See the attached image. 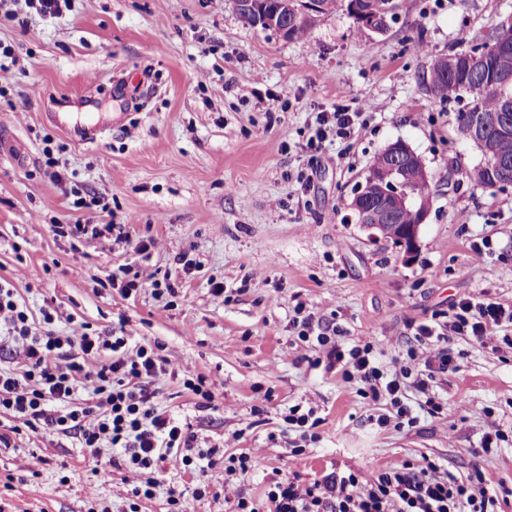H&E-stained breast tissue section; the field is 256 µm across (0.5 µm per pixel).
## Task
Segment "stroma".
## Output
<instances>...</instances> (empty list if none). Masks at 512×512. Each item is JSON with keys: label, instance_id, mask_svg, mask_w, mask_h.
I'll return each instance as SVG.
<instances>
[{"label": "stroma", "instance_id": "1", "mask_svg": "<svg viewBox=\"0 0 512 512\" xmlns=\"http://www.w3.org/2000/svg\"><path fill=\"white\" fill-rule=\"evenodd\" d=\"M387 30L358 27L346 9L316 15L311 33L289 39L246 26L234 0H72L58 17L0 13V282L53 330L85 322L129 345L159 342L170 365L154 378L155 403L187 422L201 448L253 451L260 470L243 480L262 498L299 472L311 480L336 467L364 472L431 460L458 477L480 467L512 484V349L456 338L458 368L439 382L448 416L420 414L385 431L367 422L360 398L334 372L299 361L288 326L297 302L335 318L350 337L368 336L392 356L409 331L462 297L512 298V188L474 187L483 156L455 128V102L428 89L435 59L470 49L512 15V0H399ZM427 50L413 51L415 41ZM286 108L278 121L269 96ZM372 102L373 114L339 165V144L316 160L299 148L310 113ZM288 141L289 152L279 144ZM406 142L429 175L430 213L413 258L370 239L348 204L386 144ZM52 148L66 181L44 172ZM314 174L306 195L291 175ZM90 200L75 209L77 198ZM137 220L158 246L142 259L114 238L82 242L55 225ZM489 241L488 259L470 249ZM188 255L198 271L178 263ZM129 264L168 276L167 300L144 289L124 298L104 286ZM224 284L216 300L211 281ZM202 376L215 394L201 409L183 386ZM272 398L258 402V395ZM302 403L323 419L320 440L290 457L284 416ZM261 412H254V405ZM511 439L474 456L488 420ZM104 468L77 438L30 430L0 445V512H170V492L192 495L195 512H230L224 466L193 474L167 459L160 485L134 496L123 449Z\"/></svg>", "mask_w": 512, "mask_h": 512}]
</instances>
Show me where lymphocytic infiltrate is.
I'll return each instance as SVG.
<instances>
[{
    "instance_id": "obj_1",
    "label": "lymphocytic infiltrate",
    "mask_w": 512,
    "mask_h": 512,
    "mask_svg": "<svg viewBox=\"0 0 512 512\" xmlns=\"http://www.w3.org/2000/svg\"><path fill=\"white\" fill-rule=\"evenodd\" d=\"M367 123L362 105L353 111L339 105L312 113L301 149L313 157L326 143L344 146ZM134 222L129 216L120 224L77 222L55 225L54 230L77 239L112 234L132 242L135 252H149L156 242L132 238ZM52 322L47 310L41 321H34L13 289L0 286V348L16 361L14 368L0 369V414L23 421L34 432L76 434L84 448L107 442L124 449L136 477V496H151L159 483L158 464L168 451H176L186 467L195 459L213 458V451L198 449L189 424L154 403L151 383L167 363L158 345L131 349L126 337L94 333L83 322L59 336L50 331ZM289 325L303 347L318 351L311 367L336 372L341 385L361 398L368 422L384 431L415 424L419 410L433 418L447 415V402L429 385L458 368L451 337L487 344L493 330L512 328V299L480 293L453 303L449 311L411 322L410 343L387 365L370 337L347 339L341 325L316 317L304 302L296 303ZM88 385L96 401L84 405L78 393ZM413 390L422 395L415 407L409 399ZM285 421L298 434L291 456L305 455L319 439L321 420L315 409L293 405ZM232 507V512H505L512 507V486L492 485L479 468L459 478L432 462L418 466L407 461L368 473L339 468L310 481L295 473L270 484L260 500L239 486Z\"/></svg>"
}]
</instances>
